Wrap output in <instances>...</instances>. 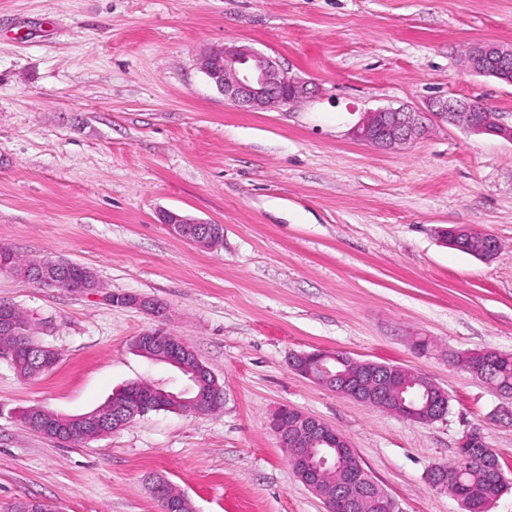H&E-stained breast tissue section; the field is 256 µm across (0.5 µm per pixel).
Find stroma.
Returning a JSON list of instances; mask_svg holds the SVG:
<instances>
[{
  "label": "stroma",
  "instance_id": "obj_1",
  "mask_svg": "<svg viewBox=\"0 0 512 512\" xmlns=\"http://www.w3.org/2000/svg\"><path fill=\"white\" fill-rule=\"evenodd\" d=\"M478 40L512 46V0H0V245L100 284L0 277V301L58 355L35 380L0 357V512H158L153 474L195 512H326L269 428L282 405L343 434L399 512H464L426 475L473 427L512 480V399L449 361L512 353V143L436 119L390 151L350 134L363 113L436 97L483 100L512 125V84L463 67ZM230 43L316 92L235 109L197 61ZM165 211L223 225V245L173 235ZM451 226L492 234L498 253L449 248ZM108 293L167 306L223 387L219 410L152 412L83 444L22 423L31 406L78 415L176 378L132 347L153 318ZM314 349L421 372L449 413L425 424L339 397L291 369ZM69 261L65 260H48V259H36L31 260L32 267L37 271V277L44 283L46 286H51L54 284V279H56L61 272L66 267L70 266ZM57 284L50 288H61L71 292H79L80 288H85L84 290H94L97 287L92 286L93 281L87 283H80L79 279L74 275V272L67 271L64 276H60L57 279ZM91 286L90 288H87Z\"/></svg>",
  "mask_w": 512,
  "mask_h": 512
}]
</instances>
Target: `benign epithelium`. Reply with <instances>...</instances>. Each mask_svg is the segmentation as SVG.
Returning <instances> with one entry per match:
<instances>
[{"label": "benign epithelium", "mask_w": 512, "mask_h": 512, "mask_svg": "<svg viewBox=\"0 0 512 512\" xmlns=\"http://www.w3.org/2000/svg\"><path fill=\"white\" fill-rule=\"evenodd\" d=\"M464 66L472 74L495 76V71L485 66V60L479 55L464 57ZM199 67L209 80L224 94V99L239 110L258 112L268 108H288L310 93V82L281 68L278 62L255 51L248 45L231 44L202 54ZM431 112H410L401 108H381L363 113L360 121L352 128V135L359 141L377 149H393L397 146L414 143L428 132L427 116L440 121L456 124L463 121L472 133L495 135L512 143V125L499 122L494 112H474L468 103L438 98L430 103ZM162 222L177 236L199 246L208 247L218 242L222 231L208 226L194 227L197 220L176 212L166 211L161 215ZM464 233L480 236V246L471 254L490 259L498 251V242L492 235L479 233L473 229H450L446 241L457 246ZM37 271L38 279L47 286L56 279L70 262L65 260L36 259L31 261ZM125 303L160 320L166 318L167 310L160 302L137 295L126 296ZM30 318L21 313L7 315L0 320V335L15 336L20 330L31 329ZM136 350L150 348L152 359L167 363L178 370H186L185 359L194 350L179 337L162 329L149 330L134 341ZM196 368L179 393L167 390L163 383L134 384L136 394L131 402H122L112 406V430L116 431L134 420L158 409L165 399L186 403L190 412L197 415L207 413L204 399L196 395L187 397L193 385L213 375L200 360H195ZM291 368L299 375L323 386L327 390L359 403H381L394 410L400 416L417 422H433L444 419L443 410L448 404V392L432 385L435 411L431 415H420L405 404L402 392L406 384L399 383L396 371H385L375 361L355 360L340 351L317 350L294 354L290 359ZM270 428L279 446L284 449L298 471L296 478L307 488L314 489L319 474L328 470L331 462L323 458L314 461L310 449L348 448V440L335 428L322 420L291 407L281 406L270 417ZM478 458V454L469 448L468 438L460 441L455 458L446 465H438L431 472L438 478L433 488L447 490V473L456 471L468 462ZM366 470L355 464H347V484L360 491L358 495H347L336 491V509L340 512H369L375 503L364 491ZM165 483L156 482L151 487L154 497L162 503L163 512H176L182 508L174 495L163 494Z\"/></svg>", "instance_id": "1"}]
</instances>
